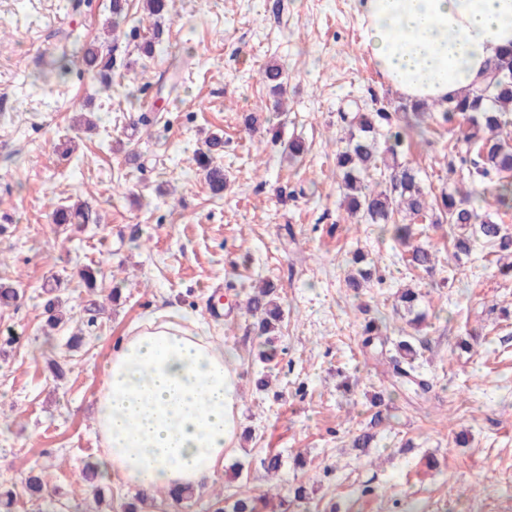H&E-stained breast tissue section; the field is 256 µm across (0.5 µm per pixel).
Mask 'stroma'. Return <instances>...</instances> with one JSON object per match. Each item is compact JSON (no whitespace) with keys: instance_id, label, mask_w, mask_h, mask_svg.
I'll list each match as a JSON object with an SVG mask.
<instances>
[{"instance_id":"stroma-1","label":"stroma","mask_w":512,"mask_h":512,"mask_svg":"<svg viewBox=\"0 0 512 512\" xmlns=\"http://www.w3.org/2000/svg\"><path fill=\"white\" fill-rule=\"evenodd\" d=\"M108 3L0 0V281L19 293L0 306V486L22 488L33 469L57 512H123L131 491L83 474L100 452L93 399L113 344L176 304L223 341L240 400L223 466L174 512H213L214 492L230 503L243 485L262 498L259 512H512V275L478 241L454 260L446 223L415 225L435 265L412 269L392 229L353 224L341 204L340 113L400 103L364 47L357 0H174L151 57L130 34L152 21L129 0L116 42L126 66L103 113L67 34L102 39ZM61 56L63 76L48 66ZM274 62L288 66L279 112L260 78ZM175 71L171 96L163 84ZM77 111L99 113L96 129H74ZM423 126L399 163L429 194L470 189L457 126L434 110ZM214 134L220 198L194 160ZM296 136L307 150L292 162L283 149ZM68 200L97 223L53 224ZM357 250L371 277L354 290ZM86 268L95 287L79 277ZM263 282L283 310L269 361L245 308ZM54 283L69 323L50 333L42 304ZM407 286L421 292L416 325L396 306ZM92 300L102 306L93 316ZM371 318L384 328L365 348ZM76 332L81 344L67 348ZM401 339L420 353L427 394L394 382L386 351ZM364 432L373 440L361 452L352 441Z\"/></svg>"}]
</instances>
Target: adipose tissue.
Returning a JSON list of instances; mask_svg holds the SVG:
<instances>
[{"label": "adipose tissue", "mask_w": 512, "mask_h": 512, "mask_svg": "<svg viewBox=\"0 0 512 512\" xmlns=\"http://www.w3.org/2000/svg\"><path fill=\"white\" fill-rule=\"evenodd\" d=\"M365 47L401 98L447 104L480 87L512 47V0H358ZM162 309L112 347L96 394L100 473L173 512L171 493L223 466L236 431L237 379L223 345Z\"/></svg>", "instance_id": "1"}]
</instances>
